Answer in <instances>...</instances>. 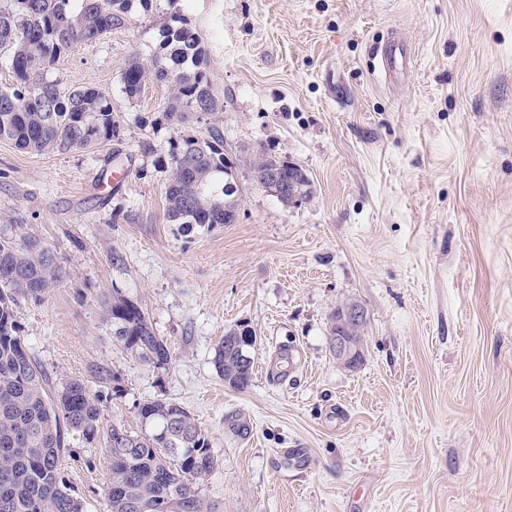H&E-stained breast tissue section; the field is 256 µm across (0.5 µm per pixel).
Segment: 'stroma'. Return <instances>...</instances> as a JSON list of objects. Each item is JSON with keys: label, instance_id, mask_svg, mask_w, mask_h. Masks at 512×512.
Here are the masks:
<instances>
[{"label": "stroma", "instance_id": "1", "mask_svg": "<svg viewBox=\"0 0 512 512\" xmlns=\"http://www.w3.org/2000/svg\"><path fill=\"white\" fill-rule=\"evenodd\" d=\"M151 16L74 47L65 88L107 96L120 140L31 154L0 141V228L50 245L68 278L17 320L54 385L108 364L104 424L139 406L185 408L219 464L212 512H512V0H154ZM180 13L208 48L223 101L184 133H224L243 164L267 147L302 167L306 203L240 175L234 223L164 216L168 89L127 98L158 22ZM410 66L385 81L377 44ZM126 173L106 185L107 157ZM138 302L171 359L157 369L111 335L113 292ZM367 311L364 360L329 348L330 317ZM250 330V386L217 372L225 332ZM293 355L283 365L281 350ZM85 512H110L102 442L71 439L61 466Z\"/></svg>", "mask_w": 512, "mask_h": 512}]
</instances>
